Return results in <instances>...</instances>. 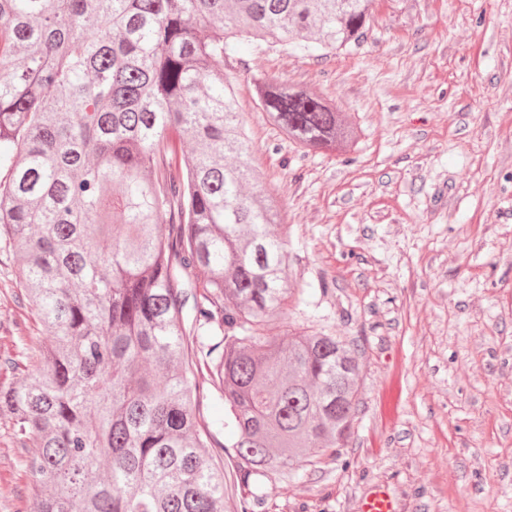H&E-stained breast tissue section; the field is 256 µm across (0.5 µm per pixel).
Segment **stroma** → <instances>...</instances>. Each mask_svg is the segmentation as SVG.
Returning <instances> with one entry per match:
<instances>
[{"label": "stroma", "mask_w": 512, "mask_h": 512, "mask_svg": "<svg viewBox=\"0 0 512 512\" xmlns=\"http://www.w3.org/2000/svg\"><path fill=\"white\" fill-rule=\"evenodd\" d=\"M368 40L308 57L242 46L224 63L263 190L281 205L306 301L268 327L331 332L361 357L341 461L260 479L269 512H358L370 489L398 512H512V0H374ZM261 72L333 99L353 152H303L260 109ZM0 240V387L34 370L43 327ZM328 292H321V283ZM201 411L237 461L224 401ZM25 453L0 411V512H29Z\"/></svg>", "instance_id": "obj_1"}]
</instances>
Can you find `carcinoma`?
<instances>
[{
    "mask_svg": "<svg viewBox=\"0 0 512 512\" xmlns=\"http://www.w3.org/2000/svg\"><path fill=\"white\" fill-rule=\"evenodd\" d=\"M372 4L0 0V238L51 334L31 343L40 366L0 389V408L27 449L36 512H226L254 476L341 457L358 353L325 331L263 334L304 288L224 60L254 41L347 52L367 39ZM251 84L302 148L358 144L332 100L261 73ZM205 327L222 340L199 341ZM191 340L224 398L232 480L211 463ZM266 505L263 492L240 501Z\"/></svg>",
    "mask_w": 512,
    "mask_h": 512,
    "instance_id": "carcinoma-1",
    "label": "carcinoma"
}]
</instances>
